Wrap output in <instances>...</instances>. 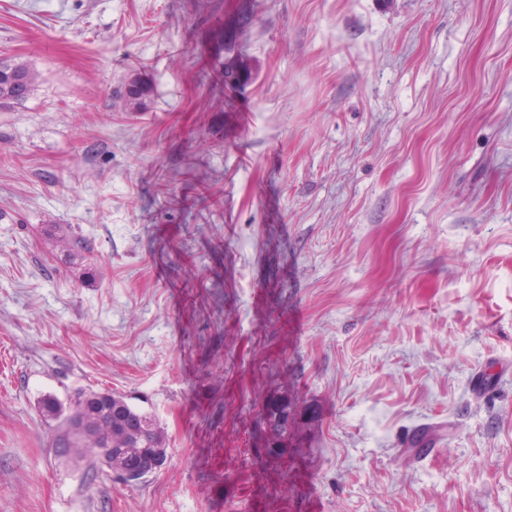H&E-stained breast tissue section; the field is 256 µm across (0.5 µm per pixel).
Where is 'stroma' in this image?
I'll use <instances>...</instances> for the list:
<instances>
[{
    "mask_svg": "<svg viewBox=\"0 0 512 512\" xmlns=\"http://www.w3.org/2000/svg\"><path fill=\"white\" fill-rule=\"evenodd\" d=\"M1 54L0 512H512V0H0ZM80 389L162 469L57 456ZM153 94L152 85L136 75L128 80L125 88V105L132 112L144 111ZM85 394L104 395L105 398L111 400L115 396L116 403L114 404L113 401L112 411L105 406L88 410L79 400ZM75 397L74 402L68 406L69 414L63 417L62 431L53 440L52 445L56 452L60 455H67L72 448H84V454L92 461L96 475L99 473L96 466L99 453L102 463H106L109 469V478H112V481H119L124 484L128 480L143 479L152 473L145 462L144 450L146 448H150L153 452V462L158 461L160 469L163 467L166 461L165 441L152 414L136 408L129 404L124 396L109 390L88 393L85 391L78 392ZM114 407L116 410H114ZM70 410H73L71 415ZM81 417L92 420L97 430L95 436H87L72 426L71 419ZM131 424L137 425L139 428L130 431L126 426ZM112 445L115 448H103ZM115 453L125 456L127 459L126 466L112 469V455Z\"/></svg>",
    "mask_w": 512,
    "mask_h": 512,
    "instance_id": "1",
    "label": "stroma"
}]
</instances>
